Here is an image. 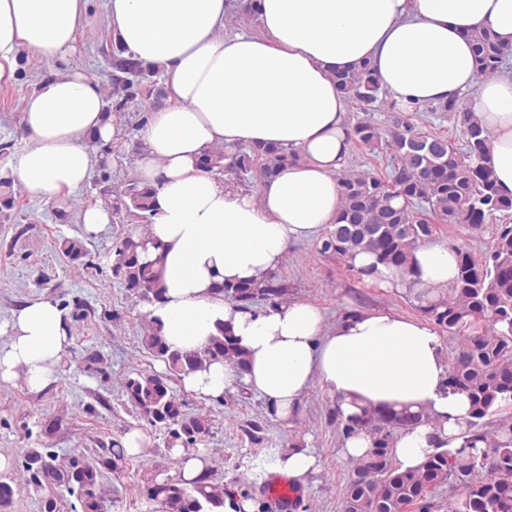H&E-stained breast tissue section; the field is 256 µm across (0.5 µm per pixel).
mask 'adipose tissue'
<instances>
[{
  "label": "adipose tissue",
  "mask_w": 512,
  "mask_h": 512,
  "mask_svg": "<svg viewBox=\"0 0 512 512\" xmlns=\"http://www.w3.org/2000/svg\"><path fill=\"white\" fill-rule=\"evenodd\" d=\"M88 0H0V83L14 78L19 52L54 62L78 50ZM237 0H105L113 35L129 55L162 72L165 99L140 131L133 175L154 187L149 236L159 246L162 299L147 310L172 348H204L231 325L247 371L228 363L185 377L192 392L217 398L237 382L288 420L320 385L348 419L374 407L426 413L400 431L401 469L420 466L464 427L469 401L449 392L442 341L426 320L358 311L327 329L314 305L288 301L265 311L225 301L218 283L256 281L277 269L290 242L335 223L336 178L351 128L336 74L370 61L398 101L469 108L491 136L488 164L512 195V70L476 82L467 35L489 27L512 47V0H257L261 35L226 36ZM30 145L14 177L50 202L82 186L105 162L117 128L101 81L75 70L45 77L27 97ZM275 145L298 159L264 179L259 193L228 187L200 164L205 150ZM455 259L438 244L414 253L417 289L447 291ZM58 306L34 299L14 313L0 348V378L23 374L30 390L50 385L68 341Z\"/></svg>",
  "instance_id": "adipose-tissue-1"
}]
</instances>
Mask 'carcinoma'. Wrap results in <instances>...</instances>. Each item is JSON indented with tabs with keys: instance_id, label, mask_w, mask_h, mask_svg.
Here are the masks:
<instances>
[{
	"instance_id": "obj_1",
	"label": "carcinoma",
	"mask_w": 512,
	"mask_h": 512,
	"mask_svg": "<svg viewBox=\"0 0 512 512\" xmlns=\"http://www.w3.org/2000/svg\"><path fill=\"white\" fill-rule=\"evenodd\" d=\"M476 78L499 72L512 55L499 44L488 27L470 32ZM112 70L106 75V99L121 105L136 98L139 79L153 77L159 69L125 55L121 44L108 49ZM336 86L348 99L364 108L380 102V78L364 62L357 69L335 76ZM393 112H451L463 138L457 148L441 134L420 132L413 124L397 121L383 134L369 121L351 127L352 142L372 147L383 141L390 152L391 170L382 179L369 173H343L338 178L341 208L336 223L321 239L320 252L348 261L358 252H369L376 262L394 270L406 284V297L436 328L462 338L461 347L448 361V389L464 393L470 408L466 428L458 435L460 446L442 449L416 469L400 470L392 448L400 430L431 423L424 415L366 409L355 419L340 421L344 436L363 431L372 438L371 450L354 461L343 491V512H408L417 504L430 512L431 489L450 485L454 498L444 505L447 512H512V225L497 228L491 250L480 259L463 244L451 247L458 276L448 294L428 297L415 291L414 252L434 234V224L419 217L428 211L444 222L465 224L479 233L498 214L512 213V196L498 188L486 165L491 139L473 119L466 104L457 100L425 107L417 102H387ZM432 144L429 153L417 152L420 141ZM298 156L275 146H253L233 153L209 149L202 164L215 174H244L259 163L260 175L273 174L297 161ZM156 189L134 181L122 189L104 187L100 194L114 211L131 221L148 224L153 216ZM61 251L74 261L87 256L81 242L63 238ZM151 259L148 240L132 232L112 247V277L136 299L148 303L160 297L157 265ZM224 300L244 309L257 304L275 308L284 301L285 289L272 278L244 283H221ZM141 343L166 366L164 373H140L124 382L127 401L155 429L163 432L166 447L190 448L210 432L203 414H188L173 393L169 380L203 371L216 362L234 365L239 374L247 367V355L231 328L219 326L206 347L182 352L171 348L161 335V326L146 321ZM54 456L34 452L28 469L36 487L77 485L85 512H97L95 487L99 470L92 466L62 471ZM149 496L165 504L170 512H223L229 492L224 484L203 474L190 488L171 479L154 482Z\"/></svg>"
}]
</instances>
